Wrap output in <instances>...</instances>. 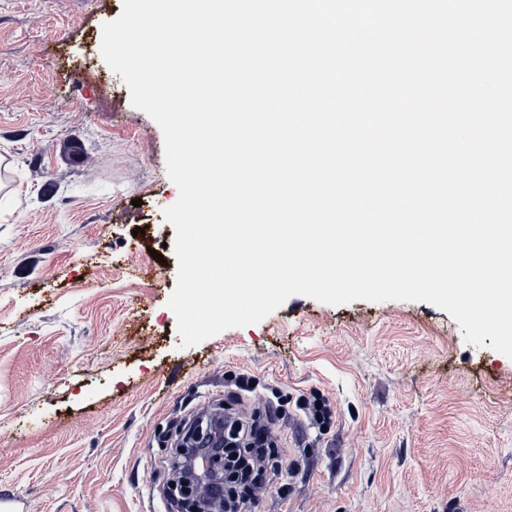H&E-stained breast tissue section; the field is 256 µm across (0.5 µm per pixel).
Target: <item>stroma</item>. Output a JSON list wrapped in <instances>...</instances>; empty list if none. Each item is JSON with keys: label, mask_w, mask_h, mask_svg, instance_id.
Segmentation results:
<instances>
[{"label": "stroma", "mask_w": 512, "mask_h": 512, "mask_svg": "<svg viewBox=\"0 0 512 512\" xmlns=\"http://www.w3.org/2000/svg\"><path fill=\"white\" fill-rule=\"evenodd\" d=\"M121 11L0 0V492L28 512H177L185 422L317 393L329 433L292 409L268 421L254 512H512V358L446 311L296 295L182 347L163 216L179 191L101 54ZM239 373L257 388L235 393Z\"/></svg>", "instance_id": "obj_1"}]
</instances>
